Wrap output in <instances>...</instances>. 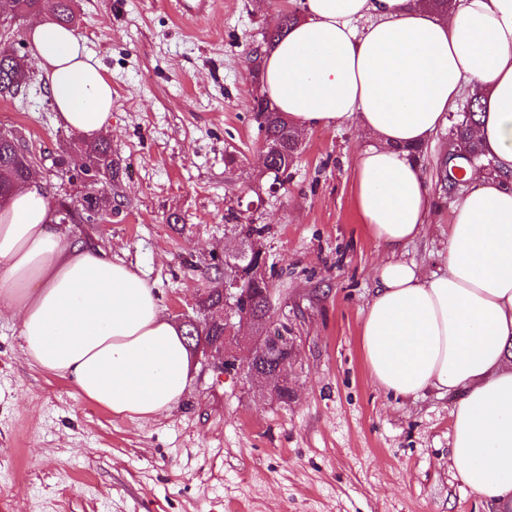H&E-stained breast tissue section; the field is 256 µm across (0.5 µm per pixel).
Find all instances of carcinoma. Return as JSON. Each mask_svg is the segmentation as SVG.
I'll use <instances>...</instances> for the list:
<instances>
[{
    "mask_svg": "<svg viewBox=\"0 0 512 512\" xmlns=\"http://www.w3.org/2000/svg\"><path fill=\"white\" fill-rule=\"evenodd\" d=\"M12 15L9 19L13 22L23 21L27 18H36L41 14L42 0H12L10 3ZM56 21L67 28H76L79 17L73 8V0H58L54 10ZM298 16L294 13L279 17L275 28L263 33V43L271 44L276 38L284 34L288 27L297 22ZM29 80L27 63L24 58L16 55L6 47L0 48V97L14 98L26 87ZM482 110L479 101L470 102L468 112L454 125L453 137L467 145L470 154L475 157V162L483 163L486 155L479 142L471 136V127L478 123L477 117ZM252 111L258 122L259 131L263 132L266 141L271 144L267 157L266 176L274 181L285 182L288 180V169L293 165L298 148V138L294 129L288 126L287 119L282 113L271 108L268 99L263 96L253 98ZM81 151L84 153L87 169L94 173L98 180L112 178L116 171V162L112 159L111 145L101 139L94 142L78 140ZM32 159L21 151L19 144L0 139V207L5 205L12 188L24 181L30 175ZM57 206L66 212V218L75 224L83 220V215L90 212H98L102 207L101 196L97 186L90 185L82 195L78 204L70 200H59ZM226 223L232 225L239 236L254 242L263 238L266 226L261 224H243L241 216L235 209L227 210L224 217ZM213 280L215 285L208 288L199 302L200 310L213 307L224 302L222 281L231 275V270H221L213 266ZM242 288L246 289L245 299L248 301L254 314L259 319H264L270 312L269 297L263 293L268 284L262 285L253 282L249 278L247 270H242ZM195 335L197 340H204L210 344L223 340L225 336L224 326L215 324L209 326L205 319L199 320V326L195 329H186V335Z\"/></svg>",
    "mask_w": 512,
    "mask_h": 512,
    "instance_id": "cac0c4a2",
    "label": "carcinoma"
}]
</instances>
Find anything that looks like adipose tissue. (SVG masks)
<instances>
[{
  "label": "adipose tissue",
  "mask_w": 512,
  "mask_h": 512,
  "mask_svg": "<svg viewBox=\"0 0 512 512\" xmlns=\"http://www.w3.org/2000/svg\"><path fill=\"white\" fill-rule=\"evenodd\" d=\"M265 48L261 90L294 129L347 122L369 137L353 160L355 206L389 254L360 330L376 385L397 398L453 393L448 462L498 512H512V0H302ZM57 120L92 142L112 116V85L73 30H30ZM480 96L476 138L497 171L468 169L448 225L444 272L399 251L425 230L434 199L410 148L465 94ZM0 313L21 349L112 415L151 419L189 390L191 355L143 274L74 240L39 180L0 208Z\"/></svg>",
  "instance_id": "ef3b65f1"
}]
</instances>
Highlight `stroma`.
Returning a JSON list of instances; mask_svg holds the SVG:
<instances>
[{"label": "stroma", "mask_w": 512, "mask_h": 512, "mask_svg": "<svg viewBox=\"0 0 512 512\" xmlns=\"http://www.w3.org/2000/svg\"><path fill=\"white\" fill-rule=\"evenodd\" d=\"M76 2L75 33L112 84L105 137L118 171L102 186L105 223L64 232L137 266L174 320L195 312L207 268L239 245L228 207L252 203L248 218L267 227L271 312L287 314L299 352L295 395L280 404L246 372L196 359L170 411L118 418L29 363L1 320L0 512H496L448 464L452 395L394 399L365 364L360 329L386 253L355 208L366 137L353 124L307 128L284 187L270 193L262 175L250 52L301 0H212L194 21L173 0ZM9 45L32 82L0 98V127L46 149L37 177L51 199L79 200L86 159L56 121L29 37ZM449 126L418 159L434 206L403 250L428 273L444 268L458 196L444 179Z\"/></svg>", "instance_id": "35a3bbf8"}]
</instances>
